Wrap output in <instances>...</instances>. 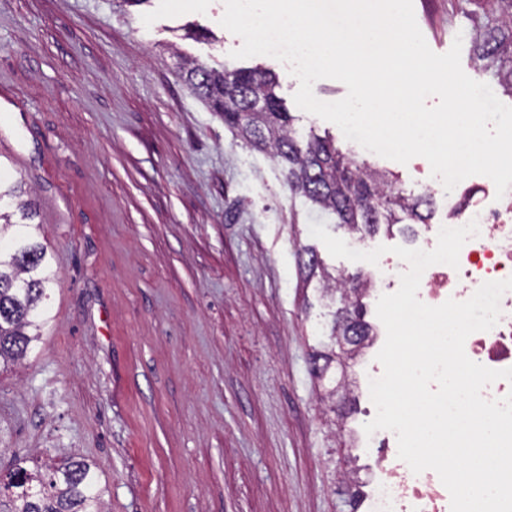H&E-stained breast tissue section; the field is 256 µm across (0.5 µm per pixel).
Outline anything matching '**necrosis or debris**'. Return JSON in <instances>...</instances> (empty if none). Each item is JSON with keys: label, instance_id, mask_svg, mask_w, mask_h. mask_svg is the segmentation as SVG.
Instances as JSON below:
<instances>
[{"label": "necrosis or debris", "instance_id": "4bbe7bcc", "mask_svg": "<svg viewBox=\"0 0 512 512\" xmlns=\"http://www.w3.org/2000/svg\"><path fill=\"white\" fill-rule=\"evenodd\" d=\"M448 208L456 215V226L474 220L479 233L463 245L458 267L435 264L424 271L418 297L431 306L449 299L465 301L483 283L512 277V188L500 197L494 185H484L467 198L449 200ZM500 308V319L491 330L472 333L465 342L471 360L497 370L512 368V290L502 295ZM385 339L383 323L374 321L371 336L351 345L354 369L341 379L364 405L363 412L346 423L353 460L347 481L359 488L361 512H451L450 493L435 471L413 473L398 457L393 432L369 436L363 429L376 415L369 382L383 373L376 356Z\"/></svg>", "mask_w": 512, "mask_h": 512}]
</instances>
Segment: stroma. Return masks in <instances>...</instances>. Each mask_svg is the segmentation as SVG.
<instances>
[{
    "label": "stroma",
    "instance_id": "35a3bbf8",
    "mask_svg": "<svg viewBox=\"0 0 512 512\" xmlns=\"http://www.w3.org/2000/svg\"><path fill=\"white\" fill-rule=\"evenodd\" d=\"M430 49L449 51L451 0H413ZM224 0H0V151L39 205L55 320L0 372V473L75 455L108 512H351L340 491L344 401L322 403L311 354L336 305L298 251L336 275L357 262L311 236L333 219L291 198L270 154L234 138L184 84L169 50L210 67L241 39ZM296 123L394 174L405 194H448L421 157L366 154L298 108Z\"/></svg>",
    "mask_w": 512,
    "mask_h": 512
}]
</instances>
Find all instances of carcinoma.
Wrapping results in <instances>:
<instances>
[{"label":"carcinoma","mask_w":512,"mask_h":512,"mask_svg":"<svg viewBox=\"0 0 512 512\" xmlns=\"http://www.w3.org/2000/svg\"><path fill=\"white\" fill-rule=\"evenodd\" d=\"M477 1L479 12L470 8ZM453 13L467 28L473 66L512 95V0H454ZM182 76L224 126L275 159L292 197L333 215L348 232L372 234L382 225L389 232L405 220H427L429 197L402 194L385 173L345 156L332 138L300 132L276 93L271 71L217 69L186 60ZM24 194L21 180L0 172V369L23 360L55 318L46 300L56 272L47 247L34 240L37 210ZM300 254L308 277L319 278L322 290L338 299L339 310L358 328L355 335H367L353 295L364 287L360 277L331 274L311 249ZM104 493L94 464L67 457L34 471L22 466L12 471L0 492V512H106Z\"/></svg>","instance_id":"cac0c4a2"}]
</instances>
